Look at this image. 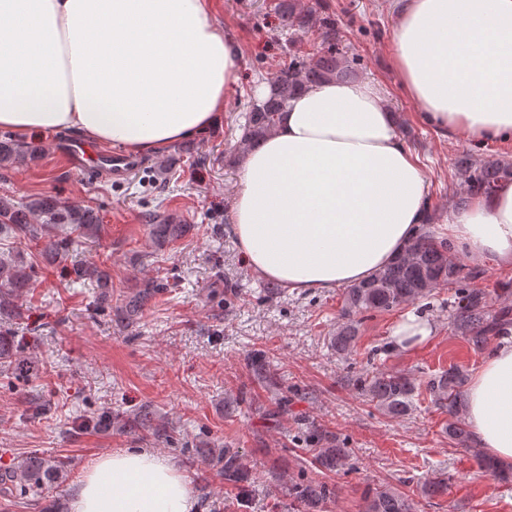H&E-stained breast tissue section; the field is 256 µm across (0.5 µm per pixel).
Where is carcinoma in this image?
<instances>
[{
    "instance_id": "obj_1",
    "label": "carcinoma",
    "mask_w": 512,
    "mask_h": 512,
    "mask_svg": "<svg viewBox=\"0 0 512 512\" xmlns=\"http://www.w3.org/2000/svg\"><path fill=\"white\" fill-rule=\"evenodd\" d=\"M277 10L285 28L292 26L304 30L312 24L318 25L322 48L312 55L291 57L288 65L269 81V94L252 100L245 123L241 125L240 147L244 151L275 129L280 112L285 110L298 90L315 87L329 79H343L353 72L343 52L342 35L334 19L329 16L315 19L312 10L300 8L296 0L286 3L281 0ZM454 179L461 189L456 204L465 206L474 197L491 193L500 182L511 180L512 163L485 162L466 153L454 163ZM58 227L69 229L80 238H93L100 227L99 217L89 206L68 205L52 196L19 205L11 197L0 195V234L33 242ZM147 228L154 246L162 248L184 237L191 230V225L175 224L166 213L154 212L147 216ZM72 244L69 234H60L49 239L43 251L64 256ZM413 251L412 258L400 257L377 270L369 279L345 289L342 316L346 322L330 338V346L336 353L345 354L354 347L358 339L357 316L390 311L427 299L445 286L453 290L451 318L454 327L474 349H483L491 337L504 335L512 327V306L505 305L497 311L490 309L489 292L474 285L483 277V271L460 264L456 259L455 246L425 231L415 239ZM75 273L78 278L90 280L99 288V306L107 304L112 288L107 268L97 264L78 265ZM30 282L31 269L23 261L0 259V313L14 311L13 298L29 287ZM160 289L161 284L154 280L137 285L121 311L122 319L134 322L149 298ZM15 352L14 337L0 335V370L7 371L12 367ZM247 365L266 390L279 393L276 371L255 355L247 358ZM465 380L464 370L456 365L431 375L425 386L434 403L455 417L462 407L460 388ZM353 385L361 395L370 399L378 411L392 418L409 415L415 397L419 395L411 377L374 367L357 375ZM122 428L134 436H149L161 442L172 438L170 428L157 422L154 414L146 409L127 417ZM307 440L316 446L315 464L319 467L340 472L350 466V450L323 429L311 428ZM210 457L220 466L225 483L237 487L249 479V469L240 449H214ZM66 472L67 465L63 461L30 456L14 466L9 482L38 494L53 480L63 478ZM283 489L296 512H322L323 506L336 495L335 485L302 476L290 479ZM363 503V512H417L418 508V503L409 494L391 485L367 489Z\"/></svg>"
}]
</instances>
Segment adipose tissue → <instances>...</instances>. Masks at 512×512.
I'll return each instance as SVG.
<instances>
[{
	"label": "adipose tissue",
	"instance_id": "ef3b65f1",
	"mask_svg": "<svg viewBox=\"0 0 512 512\" xmlns=\"http://www.w3.org/2000/svg\"><path fill=\"white\" fill-rule=\"evenodd\" d=\"M392 61L424 118L474 143L512 137V0H408ZM239 48L211 0H0V129L75 132L133 155L220 125ZM428 180L379 87L333 79L298 92L249 149L232 227L266 279L316 294L368 279L427 219ZM478 263L512 267V182L448 214ZM463 416L478 448L512 470V334L470 375ZM69 512H200L170 458H96Z\"/></svg>",
	"mask_w": 512,
	"mask_h": 512
}]
</instances>
